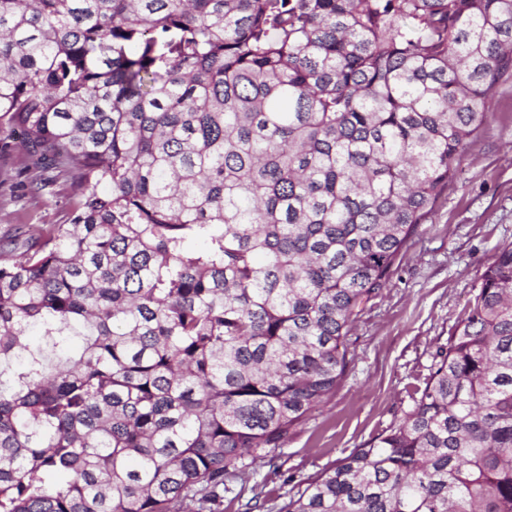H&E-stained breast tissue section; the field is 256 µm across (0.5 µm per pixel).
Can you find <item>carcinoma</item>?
<instances>
[{"label":"carcinoma","instance_id":"carcinoma-1","mask_svg":"<svg viewBox=\"0 0 512 512\" xmlns=\"http://www.w3.org/2000/svg\"><path fill=\"white\" fill-rule=\"evenodd\" d=\"M511 73L512 0H0V127L77 190L0 260V512H205L283 447ZM279 512H512V246Z\"/></svg>","mask_w":512,"mask_h":512}]
</instances>
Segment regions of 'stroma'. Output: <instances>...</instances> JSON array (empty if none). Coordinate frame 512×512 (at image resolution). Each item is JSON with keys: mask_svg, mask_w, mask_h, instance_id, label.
<instances>
[{"mask_svg": "<svg viewBox=\"0 0 512 512\" xmlns=\"http://www.w3.org/2000/svg\"><path fill=\"white\" fill-rule=\"evenodd\" d=\"M19 140L0 132V244L25 224L64 223L76 198L60 171L40 196L43 173L20 170ZM512 246V77L491 95L481 129L467 142L455 177L396 257L347 341L348 367L326 404L308 415L274 458L260 457L224 481L211 512H278L300 482L403 417L423 387L498 252Z\"/></svg>", "mask_w": 512, "mask_h": 512, "instance_id": "35a3bbf8", "label": "stroma"}]
</instances>
